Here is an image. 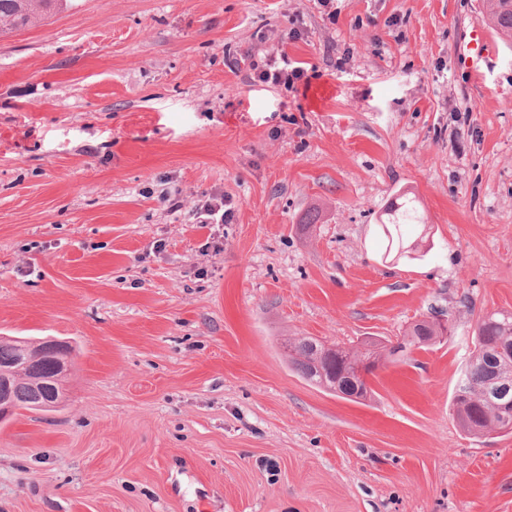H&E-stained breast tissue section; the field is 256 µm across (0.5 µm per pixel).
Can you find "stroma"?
Segmentation results:
<instances>
[{
	"mask_svg": "<svg viewBox=\"0 0 512 512\" xmlns=\"http://www.w3.org/2000/svg\"><path fill=\"white\" fill-rule=\"evenodd\" d=\"M485 0H68L0 34V336L73 348L0 424V512H512V433L452 412L512 313V46ZM304 63L287 88L251 61ZM415 195L419 259L385 255ZM224 200L231 217L201 224ZM361 402L285 339L379 350ZM459 56L461 65L467 70L477 69L483 62L488 61L493 56L488 32L480 26L475 27ZM414 202V200H407L397 205L394 204L384 213L385 218L381 222V227L382 233L388 241V255L394 252L398 258L415 259L410 252L414 247L405 245L400 233V227L403 224H422L424 231L427 230L428 224ZM436 323H430L428 321H422L413 326L412 330L404 336L402 343H399L397 350H389L388 356H393L398 350L404 352L407 347H426L436 342L437 336H439L438 330L435 328Z\"/></svg>",
	"mask_w": 512,
	"mask_h": 512,
	"instance_id": "35a3bbf8",
	"label": "stroma"
}]
</instances>
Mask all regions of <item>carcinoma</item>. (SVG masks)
Returning a JSON list of instances; mask_svg holds the SVG:
<instances>
[{"mask_svg": "<svg viewBox=\"0 0 512 512\" xmlns=\"http://www.w3.org/2000/svg\"><path fill=\"white\" fill-rule=\"evenodd\" d=\"M64 0H0V33L33 25L42 15L63 6ZM487 21L501 35L512 38V0H487ZM404 224H425L423 214L414 201L392 205L384 213L382 233L387 248L398 258L411 257L413 247L403 242L400 227ZM439 336L436 324L417 323L404 336L399 350L426 347ZM505 336L512 337V313H493L480 319L473 336L474 360L460 369L462 384L456 387L452 400L453 414L459 426L468 434L479 436L490 428L512 431V418L506 419L497 401L486 396L488 383L512 380V354L499 352ZM289 363L300 375L325 389L347 399H364L371 392L369 383L353 386L341 377L347 363L361 361V356L336 345L326 346L312 337H303L289 345ZM58 355L47 354L26 376L17 379L13 390L16 409L49 412L56 398V387L50 384L33 386L31 378L49 377Z\"/></svg>", "mask_w": 512, "mask_h": 512, "instance_id": "carcinoma-1", "label": "carcinoma"}]
</instances>
